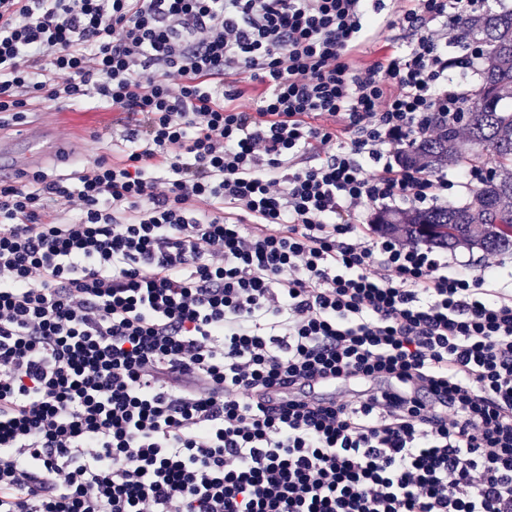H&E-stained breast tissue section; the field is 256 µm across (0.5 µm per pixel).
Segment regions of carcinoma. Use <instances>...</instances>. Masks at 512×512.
<instances>
[{"mask_svg":"<svg viewBox=\"0 0 512 512\" xmlns=\"http://www.w3.org/2000/svg\"><path fill=\"white\" fill-rule=\"evenodd\" d=\"M460 32L464 43L478 40L485 55L479 92L464 98L459 124L412 143L402 161L431 170L479 165L488 176L471 189L467 204L387 213L377 229L432 247L512 255V9L473 16ZM461 129L472 145L470 157L458 150Z\"/></svg>","mask_w":512,"mask_h":512,"instance_id":"1","label":"carcinoma"}]
</instances>
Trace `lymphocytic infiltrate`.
<instances>
[{"label":"lymphocytic infiltrate","instance_id":"f902f5d3","mask_svg":"<svg viewBox=\"0 0 512 512\" xmlns=\"http://www.w3.org/2000/svg\"><path fill=\"white\" fill-rule=\"evenodd\" d=\"M485 7L0 0L1 113L132 127L0 183V512H512V290L362 219L480 181L398 157Z\"/></svg>","mask_w":512,"mask_h":512}]
</instances>
